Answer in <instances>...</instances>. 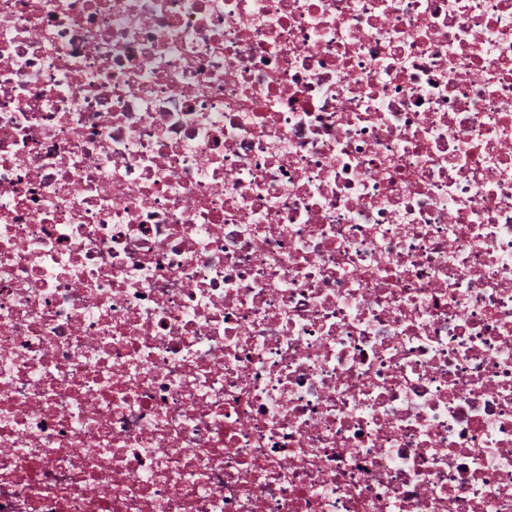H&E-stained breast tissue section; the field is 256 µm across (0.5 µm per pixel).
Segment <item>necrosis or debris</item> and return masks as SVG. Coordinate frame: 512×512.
<instances>
[{
  "label": "necrosis or debris",
  "mask_w": 512,
  "mask_h": 512,
  "mask_svg": "<svg viewBox=\"0 0 512 512\" xmlns=\"http://www.w3.org/2000/svg\"><path fill=\"white\" fill-rule=\"evenodd\" d=\"M0 512H512V0H0Z\"/></svg>",
  "instance_id": "4bbe7bcc"
}]
</instances>
